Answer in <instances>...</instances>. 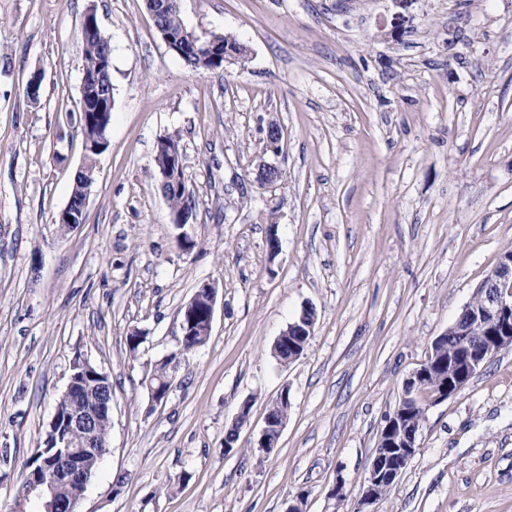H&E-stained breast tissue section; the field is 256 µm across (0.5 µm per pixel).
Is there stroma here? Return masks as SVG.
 Here are the masks:
<instances>
[{"instance_id":"stroma-1","label":"stroma","mask_w":512,"mask_h":512,"mask_svg":"<svg viewBox=\"0 0 512 512\" xmlns=\"http://www.w3.org/2000/svg\"><path fill=\"white\" fill-rule=\"evenodd\" d=\"M91 6L115 104L85 219L63 230ZM179 6L188 29L232 35L246 57L186 68L145 0H0V512H41L22 470L78 357L112 382L110 451L79 512H353L404 380L512 248V0ZM172 132L197 202L189 252L157 189ZM263 162L280 181H256ZM205 281L211 337L152 405L144 381ZM309 305L313 336L282 365L274 343ZM284 386L292 407L267 453L257 434ZM419 442L373 512H512V350L430 407Z\"/></svg>"}]
</instances>
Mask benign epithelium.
Wrapping results in <instances>:
<instances>
[{
    "instance_id": "1",
    "label": "benign epithelium",
    "mask_w": 512,
    "mask_h": 512,
    "mask_svg": "<svg viewBox=\"0 0 512 512\" xmlns=\"http://www.w3.org/2000/svg\"><path fill=\"white\" fill-rule=\"evenodd\" d=\"M283 130L275 122L269 123L266 131V149L272 153L281 150ZM182 158L180 147L173 144L168 148V159L158 172V184L161 194L171 192L177 194L187 191L185 181L180 176ZM488 279L495 282L498 289L488 296L484 303L473 309L471 318L479 323H492L497 330L478 343H472V325L455 320L444 335L455 336L460 348L464 350L463 364L453 373L438 393L436 401L442 402L461 392L468 384L472 373L485 361L495 357L504 347L512 346V255L502 256L491 270ZM216 287L212 283L204 282L195 291L193 297L182 308L180 314V335L189 334L195 322V304L202 300L206 304L205 319L207 330H212V321L216 305ZM426 377V370L420 367L406 378L402 386L400 400L394 410L384 420L383 430L380 432L376 448L373 450V460L365 478L360 493V499L365 504L372 503L377 497L380 488L395 482L404 470L405 461L411 459L418 451L419 445L406 442L399 435L403 406L408 402L417 400L421 392L422 380ZM82 383L72 375L62 394L66 401L65 406H56L52 422L63 423V429L52 433L45 439V447L35 451L34 456L47 451L54 439L62 441L60 449L52 454L54 463L45 467L41 479L30 482L21 488V495L35 498L42 502L43 512H78L77 503L67 506L55 503V488L62 476L67 479L87 481V470L83 467V458L93 456L102 460L108 453V446L98 438V418L94 411L83 405L78 395ZM286 419H280L272 424L264 419L257 445L269 451L274 448L280 439Z\"/></svg>"
}]
</instances>
